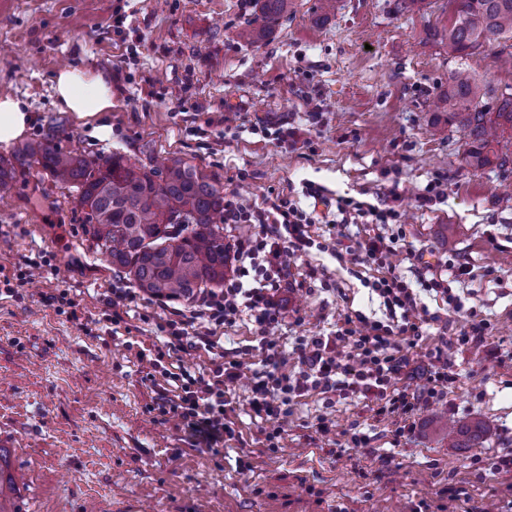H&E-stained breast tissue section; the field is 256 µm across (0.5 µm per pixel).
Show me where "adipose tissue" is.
Listing matches in <instances>:
<instances>
[{
	"mask_svg": "<svg viewBox=\"0 0 512 512\" xmlns=\"http://www.w3.org/2000/svg\"><path fill=\"white\" fill-rule=\"evenodd\" d=\"M52 88L60 111L73 113L79 120L93 123L97 136L110 134V126L102 122L104 113L112 109V84L109 79L100 74L68 68L53 77Z\"/></svg>",
	"mask_w": 512,
	"mask_h": 512,
	"instance_id": "adipose-tissue-1",
	"label": "adipose tissue"
}]
</instances>
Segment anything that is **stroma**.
Instances as JSON below:
<instances>
[{"label":"stroma","mask_w":512,"mask_h":512,"mask_svg":"<svg viewBox=\"0 0 512 512\" xmlns=\"http://www.w3.org/2000/svg\"><path fill=\"white\" fill-rule=\"evenodd\" d=\"M448 0H293L261 44L240 41L250 0H0V95L23 100L34 120L24 142L58 128L53 145L91 157L119 153L155 165L180 158L251 203L284 194L314 211L316 235L350 196L377 204L397 185L408 244L429 272L458 263L453 283L489 328L455 351L453 383L396 436L370 401L300 398L277 450L252 416L250 386L230 390L232 440L193 447L175 420L152 411L147 362L161 349L169 302L137 291L123 325L105 322L112 286L133 288L85 235L77 193L40 166H16L0 194V267L30 261L39 275L0 296V437L16 512H512V195L502 177L473 169L461 132L434 100L458 63L442 34ZM79 68L112 80L108 138L53 103L52 79ZM293 129L280 142L278 128ZM445 194L417 195L435 178ZM320 187L323 203L304 193ZM289 315L274 336L328 334L339 315L384 319L378 297L331 255L311 250L292 267ZM68 289L82 320L44 306ZM491 427L473 448L449 447L436 413ZM332 421L342 453L316 427ZM363 448L348 447L352 432Z\"/></svg>","instance_id":"obj_1"}]
</instances>
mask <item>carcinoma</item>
<instances>
[{
  "mask_svg": "<svg viewBox=\"0 0 512 512\" xmlns=\"http://www.w3.org/2000/svg\"><path fill=\"white\" fill-rule=\"evenodd\" d=\"M255 19L238 38L258 41L264 28L288 14L292 0H253ZM448 54L460 59L480 51L502 54L512 40V0H448ZM448 124L463 133L468 164L512 174V93H497L463 66L441 97ZM46 139L23 145L11 160L0 158V191L14 178V163L37 164L55 182L79 193L85 232L112 268L133 277L143 291L165 299H190L224 285L229 244L224 242V190L198 167L172 159L147 167L114 153L90 158L54 148ZM450 448H470L486 436L479 420L450 419L444 426Z\"/></svg>",
  "mask_w": 512,
  "mask_h": 512,
  "instance_id": "1",
  "label": "carcinoma"
}]
</instances>
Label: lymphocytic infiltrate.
Masks as SVG:
<instances>
[{
  "label": "lymphocytic infiltrate",
  "mask_w": 512,
  "mask_h": 512,
  "mask_svg": "<svg viewBox=\"0 0 512 512\" xmlns=\"http://www.w3.org/2000/svg\"><path fill=\"white\" fill-rule=\"evenodd\" d=\"M382 195L384 201L377 206L337 198L329 235L338 240L349 237L354 224L400 223L401 215L392 205L399 197L396 186L384 188ZM224 222L230 229L240 224L252 229L249 237L234 241L232 274L225 277L220 291L201 294L188 309L169 310L161 330L169 350L209 351L217 346L218 327L248 319L264 356L263 367L258 370L231 359L194 374L185 368L172 371L163 354L149 359L146 378L155 384L154 410L177 420L194 443L209 447L234 438L224 394L243 379L251 385L250 411L267 424L265 439L270 448L279 446L292 403L312 391L328 400L336 396L370 399L376 414L393 418L396 435H404L412 430L417 412L442 399L453 381L448 364L454 348L480 340L487 328L484 321L472 318L458 334L441 338L427 354L429 367L421 392L396 387L426 326L441 316L430 311L397 272L392 258L400 248V235L376 233L355 240L345 252L352 264L376 267L377 277L366 285L381 299L390 321L347 314L339 319L333 335L302 337L292 350H284L271 334L288 316L284 294L291 284V266L314 246V220L286 196L266 198L259 207L232 192L224 197ZM291 359L298 369L288 374L282 367Z\"/></svg>",
  "instance_id": "f902f5d3"
}]
</instances>
